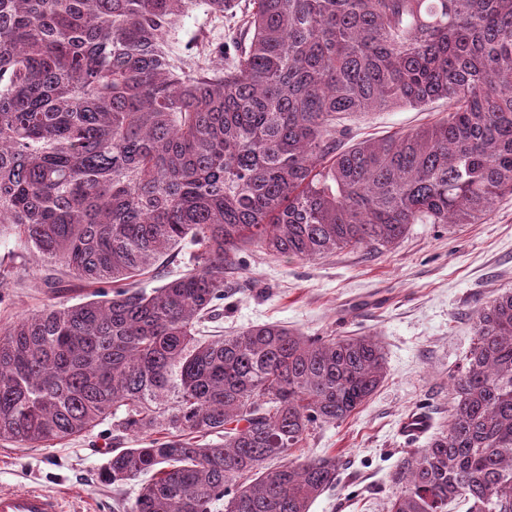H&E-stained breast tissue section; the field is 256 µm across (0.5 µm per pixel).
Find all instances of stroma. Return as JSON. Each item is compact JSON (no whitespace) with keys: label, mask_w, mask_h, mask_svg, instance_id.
Segmentation results:
<instances>
[{"label":"stroma","mask_w":512,"mask_h":512,"mask_svg":"<svg viewBox=\"0 0 512 512\" xmlns=\"http://www.w3.org/2000/svg\"><path fill=\"white\" fill-rule=\"evenodd\" d=\"M447 106L395 108L352 119L356 139L408 132L442 118ZM247 287L225 309V331L280 323L309 336H376L386 376L369 401L338 424L309 436L290 460L333 456L343 469L335 489L319 496L310 512H387L400 486L394 474L402 458L426 447L428 436L409 440L400 420L424 411L432 428L448 417L451 378L473 345L477 310L512 289V197L475 224H415L389 249L346 248L315 260L252 252ZM0 265L13 270L16 287L0 290V327L50 300L44 278L62 282L71 302L86 288L65 270L49 271L21 256L13 238H0ZM112 445V423L47 448L0 441V490L38 489L64 499L67 512H125L142 482L103 486L99 472Z\"/></svg>","instance_id":"stroma-1"}]
</instances>
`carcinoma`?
<instances>
[{
    "label": "carcinoma",
    "mask_w": 512,
    "mask_h": 512,
    "mask_svg": "<svg viewBox=\"0 0 512 512\" xmlns=\"http://www.w3.org/2000/svg\"><path fill=\"white\" fill-rule=\"evenodd\" d=\"M203 7L234 53L172 40ZM448 101L346 149L345 121ZM512 196V0H0V236L94 288L0 328V440L112 420L126 512H309L335 457L272 461L362 407L377 339L210 334L245 249L310 260L475 224ZM182 266L137 287L169 251ZM448 421L387 512H512V292L477 311ZM224 436L222 443L202 438ZM137 447L124 448L126 436Z\"/></svg>",
    "instance_id": "1"
}]
</instances>
